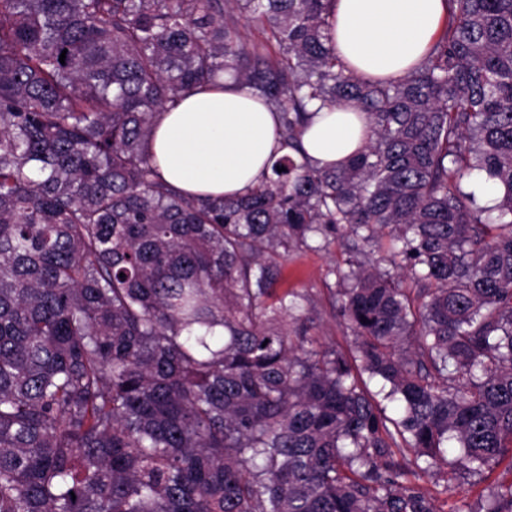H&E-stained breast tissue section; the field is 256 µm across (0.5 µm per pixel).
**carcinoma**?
<instances>
[{"label": "carcinoma", "mask_w": 512, "mask_h": 512, "mask_svg": "<svg viewBox=\"0 0 512 512\" xmlns=\"http://www.w3.org/2000/svg\"><path fill=\"white\" fill-rule=\"evenodd\" d=\"M444 2L418 66L364 80L332 0H0V512H438L448 441L512 459V0ZM222 74L293 153L202 199L148 145ZM316 101L368 120L331 169L301 150ZM317 239L348 356L277 291Z\"/></svg>", "instance_id": "obj_1"}]
</instances>
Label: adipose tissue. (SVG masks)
Instances as JSON below:
<instances>
[{
    "mask_svg": "<svg viewBox=\"0 0 512 512\" xmlns=\"http://www.w3.org/2000/svg\"><path fill=\"white\" fill-rule=\"evenodd\" d=\"M446 14L443 0H334L331 43L363 77L392 79L416 66ZM277 117L245 83L224 77L183 94L156 118L149 150L168 183L198 197L247 195L285 155ZM366 121L345 106L319 110L304 135L311 162H342L366 142Z\"/></svg>",
    "mask_w": 512,
    "mask_h": 512,
    "instance_id": "obj_1",
    "label": "adipose tissue"
}]
</instances>
